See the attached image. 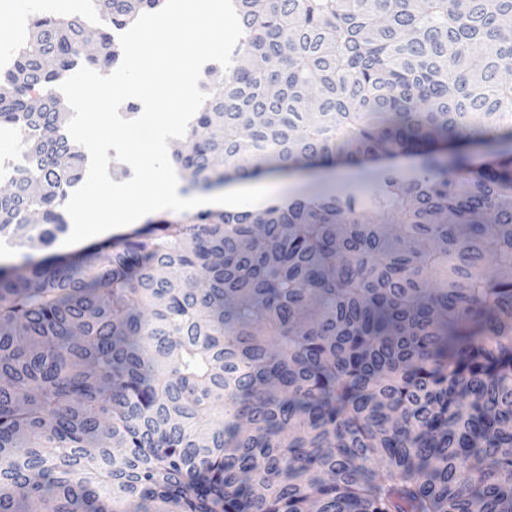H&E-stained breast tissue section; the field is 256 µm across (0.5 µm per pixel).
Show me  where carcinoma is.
Masks as SVG:
<instances>
[{
    "label": "carcinoma",
    "instance_id": "obj_1",
    "mask_svg": "<svg viewBox=\"0 0 512 512\" xmlns=\"http://www.w3.org/2000/svg\"><path fill=\"white\" fill-rule=\"evenodd\" d=\"M235 2L192 187L420 169L0 268V512H512V0ZM159 5L30 21L0 236L52 242L85 161L54 83Z\"/></svg>",
    "mask_w": 512,
    "mask_h": 512
}]
</instances>
